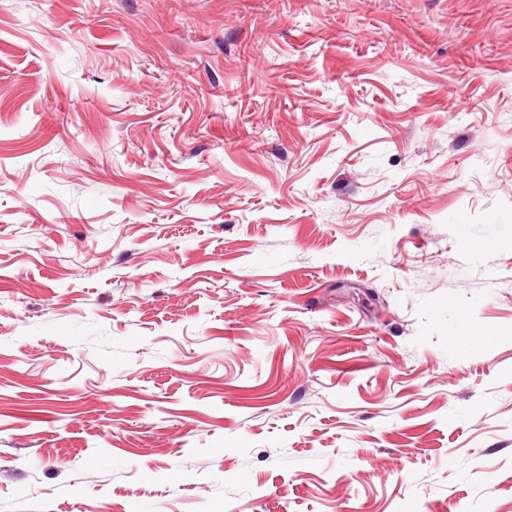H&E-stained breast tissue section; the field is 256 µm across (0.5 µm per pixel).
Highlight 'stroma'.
Returning <instances> with one entry per match:
<instances>
[{
  "label": "stroma",
  "mask_w": 512,
  "mask_h": 512,
  "mask_svg": "<svg viewBox=\"0 0 512 512\" xmlns=\"http://www.w3.org/2000/svg\"><path fill=\"white\" fill-rule=\"evenodd\" d=\"M0 512H512V0H0Z\"/></svg>",
  "instance_id": "35a3bbf8"
}]
</instances>
